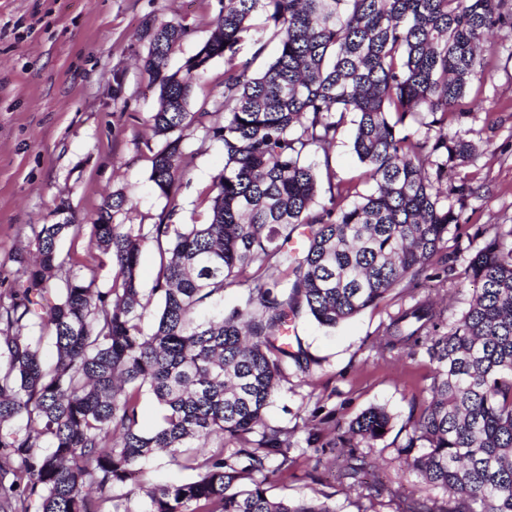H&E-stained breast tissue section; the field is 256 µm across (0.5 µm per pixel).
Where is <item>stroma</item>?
Segmentation results:
<instances>
[{"instance_id": "stroma-1", "label": "stroma", "mask_w": 512, "mask_h": 512, "mask_svg": "<svg viewBox=\"0 0 512 512\" xmlns=\"http://www.w3.org/2000/svg\"><path fill=\"white\" fill-rule=\"evenodd\" d=\"M219 9L218 0H0V290L16 287L20 261L34 260L42 225L92 223L114 191L131 198L121 222L161 221L166 201L149 180V149L160 144L150 123L157 93L142 69L148 44L138 31L147 17L188 25L170 59L176 69L212 36ZM484 49L489 78L472 86L467 117H448L449 131L465 132L478 153L443 179L470 181L476 192L438 252L418 277L336 328L305 315L295 321L309 363L304 370L288 364L264 415L266 424L287 431L293 460L286 471L268 472L273 497L319 498L336 512H403L413 499L448 503L447 493L424 485L398 453L431 396L435 364L423 347L381 353L379 336L390 316L421 296L446 305L443 324L451 326L468 307L470 260L496 228L512 227V40L495 34ZM180 136L192 158L177 198L180 220L202 224V194L223 169L224 153L198 125ZM352 137L345 126L335 145L311 160L358 181L366 193L372 186L360 180ZM60 247L74 258L64 275L111 285L112 261L90 235L64 238ZM377 405L393 420L366 451L380 481L379 496L371 498L342 477L348 451L341 440L350 421ZM191 477L165 452L143 466L147 491Z\"/></svg>"}]
</instances>
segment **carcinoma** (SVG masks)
<instances>
[{
  "instance_id": "obj_1",
  "label": "carcinoma",
  "mask_w": 512,
  "mask_h": 512,
  "mask_svg": "<svg viewBox=\"0 0 512 512\" xmlns=\"http://www.w3.org/2000/svg\"><path fill=\"white\" fill-rule=\"evenodd\" d=\"M501 0H224L212 37L172 71L189 35L181 22L147 18L143 69L157 91L151 115L164 144L149 180L168 211L157 224H121L129 199L114 191L92 224H44L37 257L22 264L21 288L0 293V512H334L315 499H271L254 474L281 456L288 433L256 432L288 360L302 365L300 338L285 333L301 312L334 327L380 302L437 253L454 207L432 176L477 153L448 133V111L489 76L480 45L495 31L512 38ZM278 45L259 73L240 55L253 16ZM224 59L218 110L189 112L193 86ZM198 123L221 143L224 169L204 193L205 224H175L189 161L171 134ZM372 192L316 168L345 124ZM437 128L434 137L399 127ZM90 230L112 259L108 288L95 279L52 280L72 262L62 235ZM305 230V245L291 247ZM160 263L151 294L160 308L145 328L137 269L144 243ZM467 309L440 331L444 310L428 299L399 311L383 329L389 352L425 346L436 363L431 398L400 453L422 482L443 489L449 512H512V228L471 259ZM241 285L244 301L207 321L197 306ZM56 356L40 354L44 338ZM162 407L152 433L139 428L143 393ZM392 417L370 407L349 426V447L371 448ZM383 432H378V429ZM259 438H254V434ZM240 445L224 456V439ZM216 439L206 453L184 450ZM193 472L184 484L148 492L136 504L133 476L155 451Z\"/></svg>"
}]
</instances>
